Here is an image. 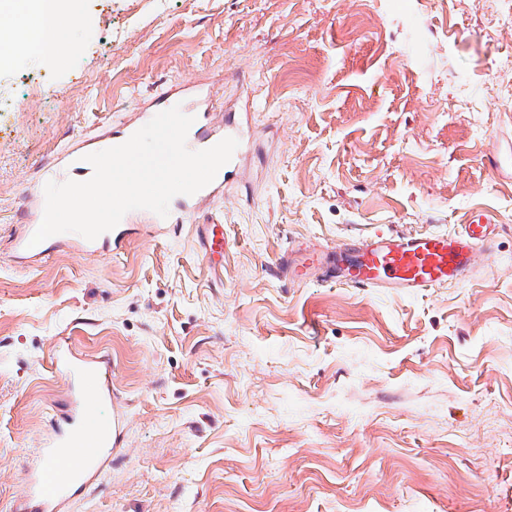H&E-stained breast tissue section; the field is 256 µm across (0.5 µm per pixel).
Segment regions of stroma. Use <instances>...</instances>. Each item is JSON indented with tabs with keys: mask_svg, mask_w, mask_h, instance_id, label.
Wrapping results in <instances>:
<instances>
[{
	"mask_svg": "<svg viewBox=\"0 0 512 512\" xmlns=\"http://www.w3.org/2000/svg\"><path fill=\"white\" fill-rule=\"evenodd\" d=\"M64 59L0 54V512L69 403L60 341L108 356L124 445L69 512H512V0H85ZM198 79L249 99V202L133 221L121 254L28 258L27 187L80 136ZM501 223L405 297L265 270L381 227ZM197 232L201 229V246L210 258L224 261V226L223 224H195Z\"/></svg>",
	"mask_w": 512,
	"mask_h": 512,
	"instance_id": "1",
	"label": "stroma"
}]
</instances>
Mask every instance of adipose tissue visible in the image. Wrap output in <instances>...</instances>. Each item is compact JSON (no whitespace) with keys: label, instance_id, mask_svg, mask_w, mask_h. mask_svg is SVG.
I'll return each instance as SVG.
<instances>
[{"label":"adipose tissue","instance_id":"ef3b65f1","mask_svg":"<svg viewBox=\"0 0 512 512\" xmlns=\"http://www.w3.org/2000/svg\"><path fill=\"white\" fill-rule=\"evenodd\" d=\"M84 0H0V14L30 15L39 26L28 32L24 43L35 50L61 59L77 47L73 31L83 12Z\"/></svg>","mask_w":512,"mask_h":512}]
</instances>
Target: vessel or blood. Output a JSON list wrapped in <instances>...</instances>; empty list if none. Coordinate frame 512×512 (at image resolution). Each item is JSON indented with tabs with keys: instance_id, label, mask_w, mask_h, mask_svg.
Listing matches in <instances>:
<instances>
[{
	"instance_id": "vessel-or-blood-1",
	"label": "vessel or blood",
	"mask_w": 512,
	"mask_h": 512,
	"mask_svg": "<svg viewBox=\"0 0 512 512\" xmlns=\"http://www.w3.org/2000/svg\"><path fill=\"white\" fill-rule=\"evenodd\" d=\"M206 95L196 91L195 102L200 111L195 115L186 142L194 150H204L224 138L239 141L231 160L218 171L215 179L192 195L181 196L180 208L170 210L167 217L152 216L159 227L188 223L201 203L226 189L238 176L246 153L240 124L225 122L223 129L212 128L209 113L203 106ZM92 140H79L66 146L49 162L45 178L57 180L60 170L78 174L84 170L83 158L95 150ZM128 224L120 222L113 230L93 240L78 234H60V244L94 253L106 248L121 249ZM498 221L488 212L466 215L458 231L453 233H396L356 235L340 245H318L305 248L301 257H278L273 265L279 276L288 282L305 277L308 269L320 271L326 281H334L360 290L384 294L417 295L428 288H438L464 280L475 268L480 253L493 250ZM201 246L206 255H224V227L203 225ZM52 365L64 375L72 390L69 415L58 426L46 448L41 451L42 463L32 469L23 499L30 512H68L72 486L87 488L97 482L112 464V451L123 442L124 419L113 414L105 436L85 432L84 426L95 419L98 403L112 397V368L108 358L87 361L69 356L66 348L52 355ZM67 456L79 460V467L60 468L55 461Z\"/></svg>"
}]
</instances>
